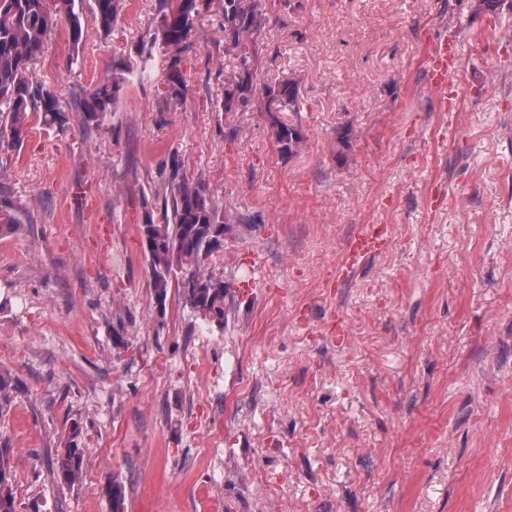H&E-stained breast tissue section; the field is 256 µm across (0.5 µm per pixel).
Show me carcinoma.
Instances as JSON below:
<instances>
[{
	"instance_id": "carcinoma-1",
	"label": "carcinoma",
	"mask_w": 512,
	"mask_h": 512,
	"mask_svg": "<svg viewBox=\"0 0 512 512\" xmlns=\"http://www.w3.org/2000/svg\"><path fill=\"white\" fill-rule=\"evenodd\" d=\"M223 29L233 33V45L259 33L266 21L264 0H222ZM121 0H92L91 13L98 31L109 36L117 25ZM200 15L198 0H166L156 28L149 34V43L159 45L168 53V65L161 77L165 93L180 100L187 88L181 68L182 53L188 48ZM65 24L73 50H78L85 36L83 9L76 0H0V155L21 148L30 115L43 123L63 130L69 117L56 92L48 85L30 84V67L43 52L46 42L60 24ZM240 80L236 92L229 93L230 103L248 110L252 106L251 56L238 55ZM130 70L123 66L112 69V78L88 88L78 104V123L88 128L98 122L116 102ZM267 98L278 101L283 112L300 111V94L291 80L264 90ZM272 136L278 152L291 157L303 139L300 128L277 119L272 121ZM169 195L159 211L144 214L140 237L145 245L149 287L154 302L165 305L173 277L185 275L183 298L192 312L216 328L224 329L228 285L200 270L203 254L220 243L231 228L223 206L210 193L200 177L180 172L172 160L165 180ZM23 223V211L7 199L0 198V235L11 234ZM81 434L73 426L64 446L57 449L52 467L55 478L68 486L83 480V449L76 438ZM0 512H17L16 498L10 482L8 449L0 448Z\"/></svg>"
}]
</instances>
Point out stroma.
Here are the masks:
<instances>
[{
    "mask_svg": "<svg viewBox=\"0 0 512 512\" xmlns=\"http://www.w3.org/2000/svg\"><path fill=\"white\" fill-rule=\"evenodd\" d=\"M166 104L162 0H124L114 32L92 14L71 50L57 29L31 67L69 112L130 69L97 128L32 120L0 157L20 228L0 237V408L18 512H512V0H266L253 87L294 79L299 112L238 81L221 0H200ZM461 49L438 112L425 53ZM297 124L280 156L272 119ZM348 131L341 146L338 132ZM178 158L234 215L205 274L237 287L223 329L175 278L157 312L139 235ZM387 225L388 249L328 282L348 238ZM348 338L320 335L330 315ZM81 483L52 464L72 426ZM238 63L240 66V80L236 86L238 95L228 92L229 99L225 101V110L230 111V102H234L238 109L247 111L252 106V96L249 95L251 92V56L248 52L244 51L242 54L237 56Z\"/></svg>",
    "mask_w": 512,
    "mask_h": 512,
    "instance_id": "35a3bbf8",
    "label": "stroma"
}]
</instances>
